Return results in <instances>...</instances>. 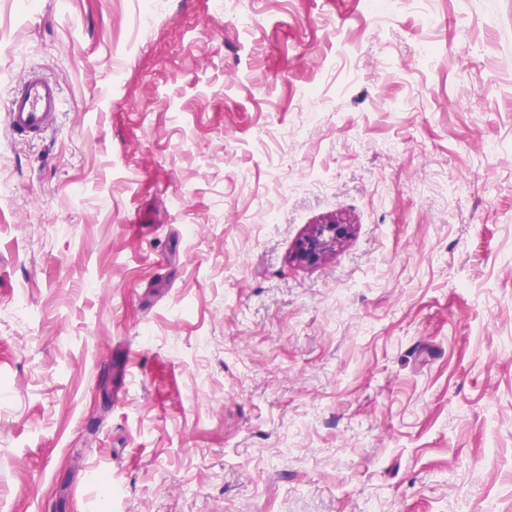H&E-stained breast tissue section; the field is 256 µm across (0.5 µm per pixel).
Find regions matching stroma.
<instances>
[{
    "mask_svg": "<svg viewBox=\"0 0 512 512\" xmlns=\"http://www.w3.org/2000/svg\"><path fill=\"white\" fill-rule=\"evenodd\" d=\"M0 512H512V0H0ZM62 108L59 85L41 72L30 71L8 101V127L29 138L40 136L56 120ZM352 225L342 217L331 216L314 225L296 245L294 258L314 263L336 250L350 236Z\"/></svg>",
    "mask_w": 512,
    "mask_h": 512,
    "instance_id": "1",
    "label": "stroma"
}]
</instances>
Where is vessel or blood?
Instances as JSON below:
<instances>
[{"label": "vessel or blood", "instance_id": "vessel-or-blood-1", "mask_svg": "<svg viewBox=\"0 0 512 512\" xmlns=\"http://www.w3.org/2000/svg\"><path fill=\"white\" fill-rule=\"evenodd\" d=\"M62 108L59 85L41 72L30 71L8 101V127L21 135L40 136L56 120Z\"/></svg>", "mask_w": 512, "mask_h": 512}]
</instances>
